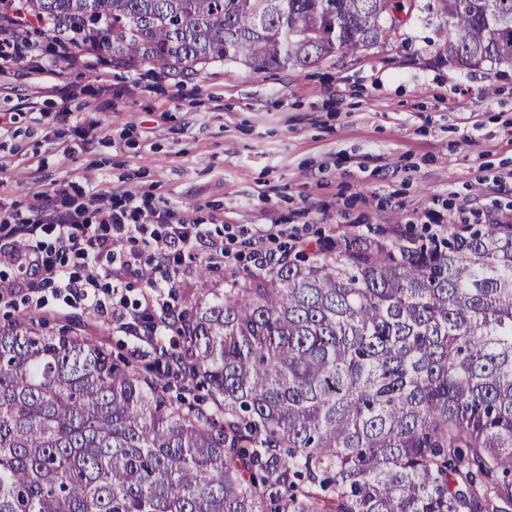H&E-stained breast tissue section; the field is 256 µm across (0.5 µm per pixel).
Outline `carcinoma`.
<instances>
[{"mask_svg": "<svg viewBox=\"0 0 512 512\" xmlns=\"http://www.w3.org/2000/svg\"><path fill=\"white\" fill-rule=\"evenodd\" d=\"M126 71L316 66L417 0H20ZM435 61L512 65V0H428ZM164 360L0 323V512H512V224L320 246L172 321Z\"/></svg>", "mask_w": 512, "mask_h": 512, "instance_id": "carcinoma-1", "label": "carcinoma"}]
</instances>
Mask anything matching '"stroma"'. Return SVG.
I'll list each match as a JSON object with an SVG mask.
<instances>
[{"instance_id": "35a3bbf8", "label": "stroma", "mask_w": 512, "mask_h": 512, "mask_svg": "<svg viewBox=\"0 0 512 512\" xmlns=\"http://www.w3.org/2000/svg\"><path fill=\"white\" fill-rule=\"evenodd\" d=\"M444 38L422 13L378 46L315 67L218 62L174 77L113 68L101 52L62 65L49 38L14 33L18 54L0 59V219L127 192L230 244L258 224L312 246L484 227L512 213V66L437 64ZM200 265L179 269L176 310L253 269L230 263L203 278ZM128 282L96 310L45 291L38 315L152 361L150 320L131 334L112 319L142 298V276Z\"/></svg>"}]
</instances>
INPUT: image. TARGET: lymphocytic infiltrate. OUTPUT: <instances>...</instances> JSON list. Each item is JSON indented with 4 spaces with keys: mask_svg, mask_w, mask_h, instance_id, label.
Segmentation results:
<instances>
[{
    "mask_svg": "<svg viewBox=\"0 0 512 512\" xmlns=\"http://www.w3.org/2000/svg\"><path fill=\"white\" fill-rule=\"evenodd\" d=\"M201 244L207 246L209 259L221 262L232 256L207 225L171 222L169 213L142 207L130 194L112 206H97L90 215L77 210L33 219L19 213L9 231L0 235V262L17 265L21 277L0 288V304H10L20 292L42 286L97 308L102 292L122 291L128 276L147 261L160 275L147 279L142 311L147 314L157 308L161 314L145 341L160 349L174 316L167 303L174 275ZM69 257L77 259L76 270L67 268Z\"/></svg>",
    "mask_w": 512,
    "mask_h": 512,
    "instance_id": "1",
    "label": "lymphocytic infiltrate"
}]
</instances>
